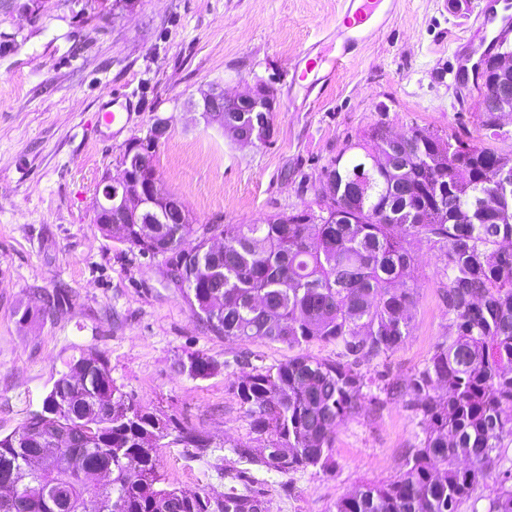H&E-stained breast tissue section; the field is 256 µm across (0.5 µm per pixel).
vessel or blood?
<instances>
[{
    "label": "vessel or blood",
    "mask_w": 512,
    "mask_h": 512,
    "mask_svg": "<svg viewBox=\"0 0 512 512\" xmlns=\"http://www.w3.org/2000/svg\"><path fill=\"white\" fill-rule=\"evenodd\" d=\"M398 0H343L336 18L335 31L342 42L333 58L322 54L307 55L291 64L292 73L302 71L332 72L351 58L359 44L373 36L395 12ZM494 30V41L512 34V0H505L500 14L487 17Z\"/></svg>",
    "instance_id": "vessel-or-blood-1"
}]
</instances>
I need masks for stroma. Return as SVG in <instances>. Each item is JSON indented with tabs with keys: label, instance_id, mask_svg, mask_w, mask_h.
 I'll return each mask as SVG.
<instances>
[{
	"label": "stroma",
	"instance_id": "35a3bbf8",
	"mask_svg": "<svg viewBox=\"0 0 512 512\" xmlns=\"http://www.w3.org/2000/svg\"><path fill=\"white\" fill-rule=\"evenodd\" d=\"M342 0H0V436L35 412L64 362L104 355L118 386L141 404L208 434L207 455L160 451L166 484L223 497L240 471L262 489L268 512H334L364 483L398 478L424 433L404 399L378 394L336 430L331 466L288 474L238 460L235 444L261 449L232 384L292 349L242 344L207 329L170 281L164 259L145 255L93 222L103 175L119 177L127 142L156 118L171 120L156 171L197 224H259L316 205L331 161L375 127L414 129L512 154V116L490 128L477 105L473 66L490 0L456 13L447 0H399L388 25L320 89L289 82L290 62L311 45L335 54L325 34ZM472 54L456 53L458 39ZM272 87L270 139L242 145L184 103L199 89L230 94ZM132 97L127 121L105 124L113 93ZM407 280L417 291L410 334L389 356L361 362L377 382L421 369L448 332L439 253L414 245ZM74 304L20 323L42 295ZM210 358L216 372L193 379L179 364Z\"/></svg>",
	"mask_w": 512,
	"mask_h": 512
}]
</instances>
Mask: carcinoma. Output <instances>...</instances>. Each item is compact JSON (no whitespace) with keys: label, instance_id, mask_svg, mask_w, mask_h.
<instances>
[{"label":"carcinoma","instance_id":"obj_1","mask_svg":"<svg viewBox=\"0 0 512 512\" xmlns=\"http://www.w3.org/2000/svg\"><path fill=\"white\" fill-rule=\"evenodd\" d=\"M425 149L400 175L386 130L375 127L324 170L338 197L318 196L319 212L274 215L263 224H124L119 235L161 255L192 313L213 333L240 342L301 349L314 341L342 348L336 360L299 353L233 383L254 433L286 462L242 445L246 462L288 474L328 467L336 427L358 413L373 385L360 363L399 349L410 333L417 289L404 278L412 241L440 253L448 280V335L426 365L380 387L407 399L426 425L406 470L385 484H362L335 512H459L512 442V196L500 193L512 156L426 132ZM71 304L47 297L43 313ZM42 410L0 436V512H267L264 493L184 496L164 484L159 450L204 453L212 441L142 406L116 385L99 353L73 357ZM193 379L216 371L194 355L180 362ZM107 470L90 484L91 467ZM512 477L488 496L486 512H512Z\"/></svg>","mask_w":512,"mask_h":512}]
</instances>
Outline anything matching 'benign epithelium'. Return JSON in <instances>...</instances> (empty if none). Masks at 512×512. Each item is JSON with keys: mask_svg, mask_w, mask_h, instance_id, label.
Listing matches in <instances>:
<instances>
[{"mask_svg": "<svg viewBox=\"0 0 512 512\" xmlns=\"http://www.w3.org/2000/svg\"><path fill=\"white\" fill-rule=\"evenodd\" d=\"M495 73L496 79H481L478 96L481 111L490 116L492 126L512 114V55L505 52L481 66ZM200 97L188 99V106L202 113L242 145L262 142L273 128L277 99L274 90L259 84L244 94L230 95L224 87L211 84L199 90ZM170 120L158 118L148 137L151 147L138 139L130 140L122 158V174H106L100 181L93 221L96 224H166L164 203L167 191L153 165V147L166 137Z\"/></svg>", "mask_w": 512, "mask_h": 512, "instance_id": "7a95c632", "label": "benign epithelium"}]
</instances>
